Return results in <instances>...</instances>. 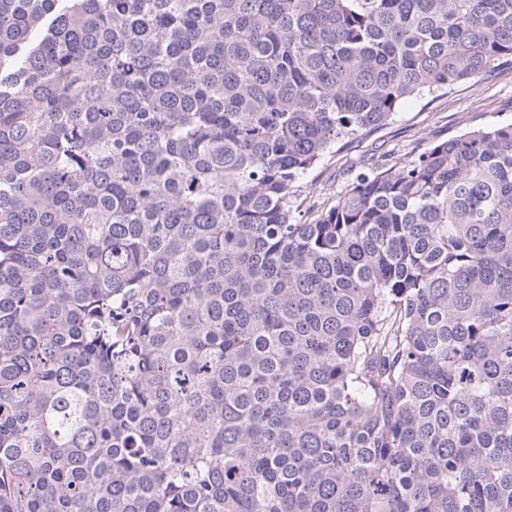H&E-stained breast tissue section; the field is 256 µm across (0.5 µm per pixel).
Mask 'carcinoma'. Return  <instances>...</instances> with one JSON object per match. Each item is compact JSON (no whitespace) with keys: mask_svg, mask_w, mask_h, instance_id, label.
Returning a JSON list of instances; mask_svg holds the SVG:
<instances>
[{"mask_svg":"<svg viewBox=\"0 0 512 512\" xmlns=\"http://www.w3.org/2000/svg\"><path fill=\"white\" fill-rule=\"evenodd\" d=\"M512 69V0H0V512H512V122L299 182Z\"/></svg>","mask_w":512,"mask_h":512,"instance_id":"obj_1","label":"carcinoma"}]
</instances>
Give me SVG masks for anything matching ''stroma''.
Here are the masks:
<instances>
[{
	"label": "stroma",
	"mask_w": 512,
	"mask_h": 512,
	"mask_svg": "<svg viewBox=\"0 0 512 512\" xmlns=\"http://www.w3.org/2000/svg\"><path fill=\"white\" fill-rule=\"evenodd\" d=\"M512 122V70L486 77L474 87L462 86L438 99L407 102L383 128L348 151L310 170L302 179L304 196L333 202L348 178L343 170L375 146L406 159L430 143L481 126Z\"/></svg>",
	"instance_id": "stroma-1"
}]
</instances>
